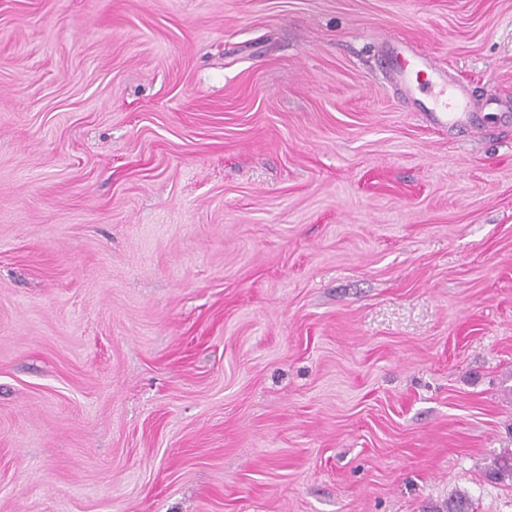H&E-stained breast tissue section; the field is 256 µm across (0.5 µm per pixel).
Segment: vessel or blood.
<instances>
[{"label": "vessel or blood", "mask_w": 512, "mask_h": 512, "mask_svg": "<svg viewBox=\"0 0 512 512\" xmlns=\"http://www.w3.org/2000/svg\"><path fill=\"white\" fill-rule=\"evenodd\" d=\"M382 65L392 82L405 94L416 90L414 80L420 74L433 75L439 87L432 101V121L439 127H454L478 121L480 109L495 110L499 106L496 97H486L482 106H475L469 88L454 85L445 80L444 74L434 59L409 42L395 37H384Z\"/></svg>", "instance_id": "b4317fda"}]
</instances>
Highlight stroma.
I'll return each mask as SVG.
<instances>
[{
	"mask_svg": "<svg viewBox=\"0 0 512 512\" xmlns=\"http://www.w3.org/2000/svg\"><path fill=\"white\" fill-rule=\"evenodd\" d=\"M512 0H0V512H512ZM381 45L384 49L383 68L394 85L405 94L413 95L416 90L425 89L418 81L421 73L430 72L435 79L433 83L440 85L429 109V112L433 113L434 125L449 128L472 124L479 120V112L482 109H498L499 100L493 96L486 97L481 108H476L469 88L448 82L434 59L415 49L409 42L386 36L382 39ZM414 77L417 85L412 82Z\"/></svg>",
	"mask_w": 512,
	"mask_h": 512,
	"instance_id": "stroma-1",
	"label": "stroma"
}]
</instances>
